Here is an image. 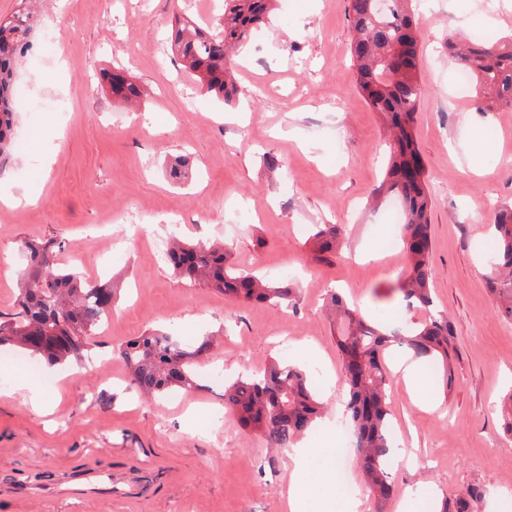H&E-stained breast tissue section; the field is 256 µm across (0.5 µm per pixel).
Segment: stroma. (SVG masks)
I'll list each match as a JSON object with an SVG mask.
<instances>
[{"mask_svg":"<svg viewBox=\"0 0 512 512\" xmlns=\"http://www.w3.org/2000/svg\"><path fill=\"white\" fill-rule=\"evenodd\" d=\"M425 93L414 138L434 200L433 288L458 348L455 382L425 367L438 411L416 407L392 380V433L402 463L391 466L395 499L363 512H398L405 491L435 502L480 486L478 512H512V434L501 413L512 391V323L496 313L483 277L494 204L512 202V110L480 109L456 91L452 34L512 33V0H420ZM224 0H45L34 53L15 82L19 109L12 161L0 194H37L0 212V313H14L26 241H62L61 266L93 282L116 281L112 314L78 359L55 366L0 349V512H100L56 489L80 471L112 481L107 512H288L293 461L267 450L225 412L224 384L276 360L321 371L327 412L302 440L335 435L345 389L324 304L338 289L372 322L422 320L403 311L404 251L391 233L389 202L371 200L387 147L381 123L356 89L346 0H280L269 24L240 51L239 95L215 94L158 57L174 16L218 23ZM66 69H58L59 60ZM123 65L144 87L139 108L116 103L92 78ZM476 137L461 145L460 131ZM190 155L192 177L165 169ZM277 167H268L265 156ZM312 224H337L335 260H312ZM217 240L237 267L297 282L294 307L236 301L179 279L154 250L171 230ZM382 252L381 260L366 252ZM148 330L180 340L213 337L198 368L201 387L143 397L115 349ZM20 377L52 405L43 416L5 390ZM196 408L193 427L181 416ZM36 481L20 482V473Z\"/></svg>","mask_w":512,"mask_h":512,"instance_id":"stroma-1","label":"stroma"}]
</instances>
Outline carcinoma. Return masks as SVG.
<instances>
[{
	"label": "carcinoma",
	"mask_w": 512,
	"mask_h": 512,
	"mask_svg": "<svg viewBox=\"0 0 512 512\" xmlns=\"http://www.w3.org/2000/svg\"><path fill=\"white\" fill-rule=\"evenodd\" d=\"M275 0H224V20L208 30L189 16L171 22L170 50L174 62L196 76L208 92L226 101L236 94L234 51L270 22ZM414 0H348V16L355 35L350 47L357 85L373 111L380 114L390 140L386 176L373 200L400 198L404 220L400 226L407 269L398 291L408 311L426 313L421 323L409 324L404 336L387 333L366 321L353 306L331 293L326 310L336 327V344L342 360L346 395L343 422L352 431L365 492L377 503L394 493L389 480L390 376L386 356L393 345L407 347L414 356L440 364L446 387L455 377L452 362L458 356L448 316L437 309L432 288L431 230L434 207L422 157L414 141L418 103L424 92L419 53V18ZM34 0H20L8 19H0V168L14 149V101L11 88L20 59L33 46ZM448 52L471 76L477 95L490 106L512 109V34L496 40L448 39ZM119 104L132 105L145 95L143 87L114 67L100 75ZM496 257L483 273L496 297L498 314L512 322V203L494 211ZM314 260L336 256L340 231L334 224H316L312 234ZM54 239L30 240L24 245L17 311L0 315V346L15 345L62 363L87 350L89 339L112 310L115 290L86 280L59 267ZM224 246L196 242L173 235L166 261L174 272L193 285L214 288L244 302L294 305L298 287L289 280H272L238 269L228 261ZM212 347L204 338L194 348L163 333L145 332L120 345L117 355L125 362L143 393L199 388V358ZM224 407L235 412L240 424L260 433L271 448H291L324 412L311 375L295 366L273 362L264 369L238 377L224 388ZM477 488L444 502L442 512H477Z\"/></svg>",
	"instance_id": "carcinoma-1"
}]
</instances>
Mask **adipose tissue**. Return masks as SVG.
<instances>
[{
  "label": "adipose tissue",
  "instance_id": "1",
  "mask_svg": "<svg viewBox=\"0 0 512 512\" xmlns=\"http://www.w3.org/2000/svg\"><path fill=\"white\" fill-rule=\"evenodd\" d=\"M295 466L288 474L289 512H360L361 500L343 490L331 439H323L318 462L311 449H294Z\"/></svg>",
  "mask_w": 512,
  "mask_h": 512
}]
</instances>
